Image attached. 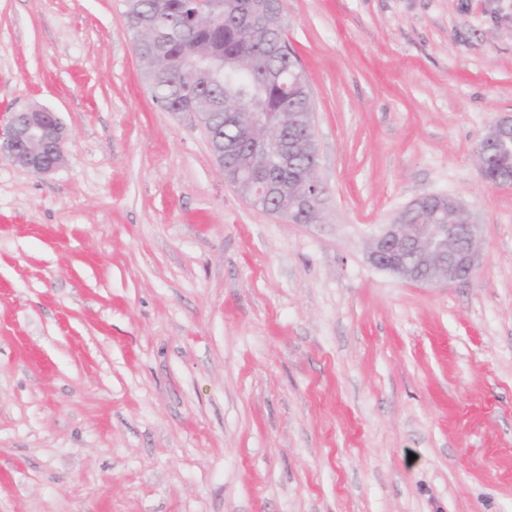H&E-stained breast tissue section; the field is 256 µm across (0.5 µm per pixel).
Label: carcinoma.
Returning <instances> with one entry per match:
<instances>
[{
	"mask_svg": "<svg viewBox=\"0 0 512 512\" xmlns=\"http://www.w3.org/2000/svg\"><path fill=\"white\" fill-rule=\"evenodd\" d=\"M126 17L134 45L148 77L152 96L167 112H215L214 145L224 144V109L229 102L242 103L246 118L258 112H286L296 121L315 110L307 82H297L302 73L285 35L283 15L262 8L263 0H250L256 22L238 23L239 0H216L200 8L192 0H168V14L154 13L155 0H125ZM165 48L168 65L155 63L156 47ZM291 137L293 163L297 169L269 167L276 145L250 149L239 163L253 169H270L284 190L270 209L296 210L313 169L310 149L298 134Z\"/></svg>",
	"mask_w": 512,
	"mask_h": 512,
	"instance_id": "cac0c4a2",
	"label": "carcinoma"
}]
</instances>
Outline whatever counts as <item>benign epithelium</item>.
Returning a JSON list of instances; mask_svg holds the SVG:
<instances>
[{
    "instance_id": "1",
    "label": "benign epithelium",
    "mask_w": 512,
    "mask_h": 512,
    "mask_svg": "<svg viewBox=\"0 0 512 512\" xmlns=\"http://www.w3.org/2000/svg\"><path fill=\"white\" fill-rule=\"evenodd\" d=\"M241 106L226 107L224 120L237 141L253 144V122L239 118ZM67 138L57 112L41 105L14 113L7 129L0 133V154L8 155L25 170L43 175L57 170L64 161ZM476 160L482 176H487L490 159L512 153V119L504 118L481 137ZM252 207L266 208L275 186L265 178L249 175ZM325 193L320 181L312 182V192L303 196L300 214L289 218L293 224H314L319 216L314 199ZM435 201L419 197L389 224L371 236L366 259L373 267L397 278L440 287L470 279L480 268L479 227L469 222L462 204L451 196L433 195Z\"/></svg>"
}]
</instances>
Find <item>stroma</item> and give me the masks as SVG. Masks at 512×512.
<instances>
[{
    "label": "stroma",
    "instance_id": "1",
    "mask_svg": "<svg viewBox=\"0 0 512 512\" xmlns=\"http://www.w3.org/2000/svg\"><path fill=\"white\" fill-rule=\"evenodd\" d=\"M315 103L319 224L254 209L164 111L124 0H0V512H512V0H282ZM459 198L481 265L429 288L366 246ZM66 138L57 112L34 105L15 112L7 129L0 133V154H7L33 174H48L62 165ZM480 149L476 152V160L481 175L487 180V172L492 157L502 158L512 153V119L504 118L489 127L481 137Z\"/></svg>",
    "mask_w": 512,
    "mask_h": 512
}]
</instances>
